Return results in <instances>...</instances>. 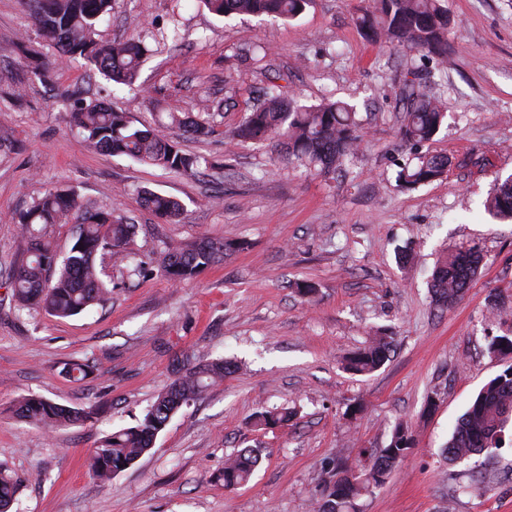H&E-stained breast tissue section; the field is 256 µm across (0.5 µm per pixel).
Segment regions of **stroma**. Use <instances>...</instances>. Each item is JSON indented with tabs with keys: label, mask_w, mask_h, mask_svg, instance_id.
<instances>
[{
	"label": "stroma",
	"mask_w": 512,
	"mask_h": 512,
	"mask_svg": "<svg viewBox=\"0 0 512 512\" xmlns=\"http://www.w3.org/2000/svg\"><path fill=\"white\" fill-rule=\"evenodd\" d=\"M448 58L367 39L357 18L369 0H309L296 18H219L197 0H112L103 41L138 37L149 53L135 88L115 85L81 62H58L29 0H0V463L22 479L13 512H314L335 458L361 471L363 451L388 445L396 422L415 444L355 512H512V445L493 459L441 455L453 426L504 364L489 337L512 332V221L483 203L495 177L512 175V0H445ZM52 61L49 83L31 78L32 55ZM416 78L447 117L432 141H401L400 89ZM307 105H355L360 143L344 172L320 176L269 145L230 133L270 87ZM90 95L157 126L161 113L197 117L203 95L222 100L211 135L163 129L187 154L227 160L189 177L110 156L83 143L60 94ZM444 154L446 178L398 187L400 166ZM74 188L90 210L133 219L134 256L151 263L162 240L242 243L195 278L128 276L95 258L113 285L105 306L68 318L17 310L6 277L21 254L18 217L46 192ZM184 208L161 222L141 192ZM412 253L399 259L398 248ZM474 247L478 280L448 311L432 302L438 259ZM310 284L314 294L298 287ZM387 331L394 350L358 376L341 360ZM224 358L235 373L181 407L153 448L109 483L87 470L88 452L135 425L175 376L177 358ZM94 372L74 382L65 362ZM95 408L82 425L43 432L18 420L27 395ZM435 400L425 412L427 400ZM287 407L291 420L253 426L252 416ZM256 448L261 462L233 490L218 478L225 459ZM483 476V491L466 485Z\"/></svg>",
	"instance_id": "obj_1"
}]
</instances>
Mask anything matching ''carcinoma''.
Here are the masks:
<instances>
[{
  "label": "carcinoma",
  "mask_w": 512,
  "mask_h": 512,
  "mask_svg": "<svg viewBox=\"0 0 512 512\" xmlns=\"http://www.w3.org/2000/svg\"><path fill=\"white\" fill-rule=\"evenodd\" d=\"M212 13L269 15L294 19L307 0H200ZM34 19L42 36L58 52L60 60L79 59L116 84L130 86L137 77L145 55L138 39L122 43L96 39L97 25L112 12V0H30ZM360 27L375 39L397 42L410 49L426 50L439 59L448 56L450 18L442 0H371L370 8L358 18ZM404 101L400 134L404 141L423 144L440 130L446 112L437 98L423 91L420 83H404ZM62 102L68 108L79 136L95 150L112 156H126L139 163L158 166L187 176L202 173V167L215 168L205 158L182 152L176 144L153 128H140L126 112L117 111L97 99ZM170 122L196 136L210 133L208 125L168 114ZM359 123L354 108L344 102L327 100L313 107L297 105L272 93L262 105L251 109L231 134L237 142L265 143L279 136L288 150V160L298 167L325 175L342 169L358 141ZM450 161L444 155L425 154L404 167L398 180L406 188H415L447 175ZM143 206L165 223L180 221L181 205L173 198L144 190ZM484 206L500 219L512 220V177L495 183ZM82 211L76 226L74 243L64 257H59L50 241V229L61 224L74 211ZM24 257L10 272L12 297L19 309L37 310L67 318L102 304L112 289L102 281L94 258L99 251L111 254L113 263L128 267L131 260L135 225L117 210H82L78 194L72 188L50 191L35 200L19 216ZM235 249L228 242L202 239L192 245L163 243L158 269L171 281L197 275L210 264L220 261ZM482 263L480 251L459 249L441 261L430 279L436 305L447 310L472 287ZM393 337L380 332L369 343L351 353L344 369L354 375L377 371L389 359ZM512 352V334L492 336L487 352L498 357ZM185 372L157 397L136 426L123 428L104 437L89 456L88 466L101 483L127 469L148 452L157 435L182 406L196 400L211 385L233 372L224 359H214L193 366L184 364ZM91 409L68 407L40 396L23 398L18 417L44 429L84 422L92 418ZM293 412L282 408L262 413L254 419L257 426L270 427L288 421ZM512 439V364L485 384L458 419L442 449L447 461L500 448ZM413 434L401 422L394 425L385 448H366L373 459L361 476L347 473L338 463L331 479L316 501V512H350L362 491L384 483L393 468L412 448ZM259 463L253 448H243L224 461V487L234 488L247 482ZM21 487V480L0 465V512H8Z\"/></svg>",
  "instance_id": "1"
}]
</instances>
